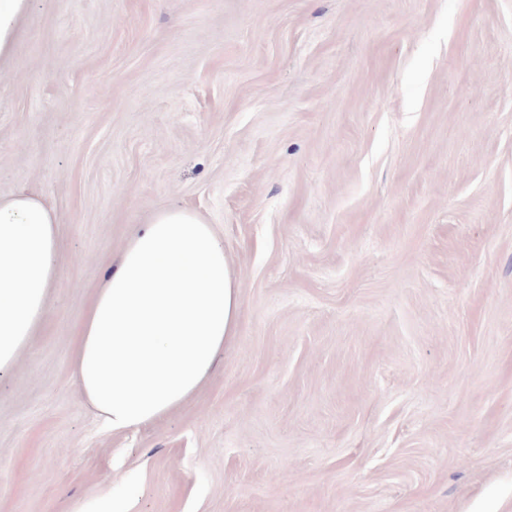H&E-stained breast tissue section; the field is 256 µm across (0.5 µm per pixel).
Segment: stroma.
Listing matches in <instances>:
<instances>
[{"instance_id":"1","label":"stroma","mask_w":512,"mask_h":512,"mask_svg":"<svg viewBox=\"0 0 512 512\" xmlns=\"http://www.w3.org/2000/svg\"><path fill=\"white\" fill-rule=\"evenodd\" d=\"M60 251L0 375V512H512V0H30L0 196ZM210 224L235 340L104 426L79 326L162 210Z\"/></svg>"}]
</instances>
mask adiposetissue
<instances>
[{"mask_svg":"<svg viewBox=\"0 0 512 512\" xmlns=\"http://www.w3.org/2000/svg\"><path fill=\"white\" fill-rule=\"evenodd\" d=\"M54 212L0 197V374L41 323L57 276ZM240 284L210 225L186 209L157 213L122 247L76 340L75 380L115 431L140 428L193 394L234 341Z\"/></svg>","mask_w":512,"mask_h":512,"instance_id":"1","label":"adipose tissue"}]
</instances>
